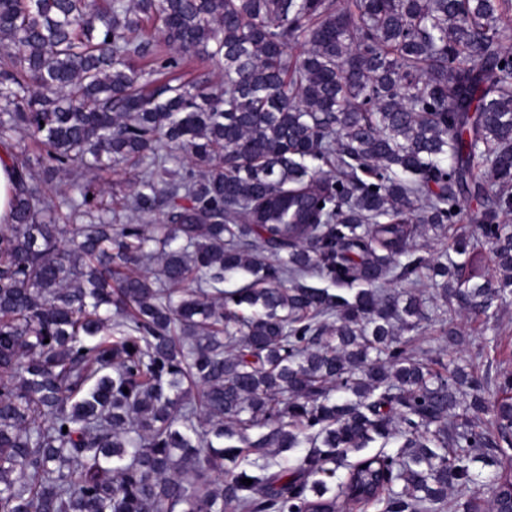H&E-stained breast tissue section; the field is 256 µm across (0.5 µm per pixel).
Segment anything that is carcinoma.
<instances>
[{
    "instance_id": "cac0c4a2",
    "label": "carcinoma",
    "mask_w": 512,
    "mask_h": 512,
    "mask_svg": "<svg viewBox=\"0 0 512 512\" xmlns=\"http://www.w3.org/2000/svg\"><path fill=\"white\" fill-rule=\"evenodd\" d=\"M511 40L512 0H0V512L512 510V373L414 337L512 301ZM13 182L11 166L7 161L0 162V224L12 223Z\"/></svg>"
}]
</instances>
